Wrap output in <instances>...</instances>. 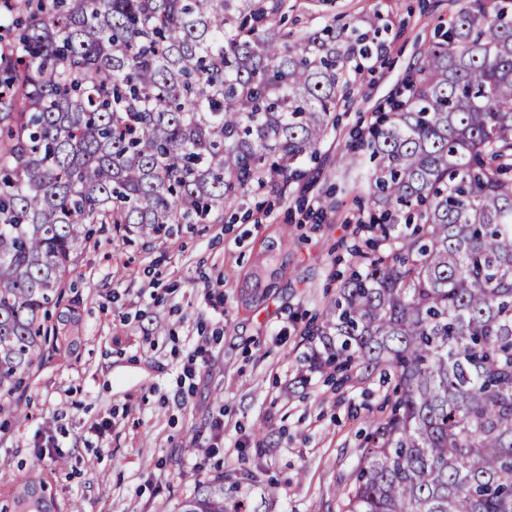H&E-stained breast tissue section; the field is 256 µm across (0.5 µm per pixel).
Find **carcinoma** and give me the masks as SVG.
<instances>
[{
	"label": "carcinoma",
	"mask_w": 512,
	"mask_h": 512,
	"mask_svg": "<svg viewBox=\"0 0 512 512\" xmlns=\"http://www.w3.org/2000/svg\"><path fill=\"white\" fill-rule=\"evenodd\" d=\"M27 13L0 58V413L77 342L50 308L86 224L155 235L209 224L287 181L348 90L387 53L389 20L295 40L287 0H0ZM408 95L368 128L369 237L306 331L314 367L393 373L345 512H512V0H451ZM248 474L177 512H242ZM0 512H58L29 477Z\"/></svg>",
	"instance_id": "1"
}]
</instances>
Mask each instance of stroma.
<instances>
[{
  "instance_id": "35a3bbf8",
  "label": "stroma",
  "mask_w": 512,
  "mask_h": 512,
  "mask_svg": "<svg viewBox=\"0 0 512 512\" xmlns=\"http://www.w3.org/2000/svg\"><path fill=\"white\" fill-rule=\"evenodd\" d=\"M450 11L449 0H288L282 28L295 38L377 13L400 33L299 177L241 197L223 221L160 237L93 225L51 319L77 337L78 354L31 375L27 420L0 415V492L37 473L60 512L75 502L161 512L198 482L249 470L272 512H343L338 491L389 386L377 373L339 385L310 368L305 331L349 274L368 217L359 137L406 97L410 69ZM200 341L209 362L188 383L183 365ZM50 438L53 458L40 454Z\"/></svg>"
}]
</instances>
